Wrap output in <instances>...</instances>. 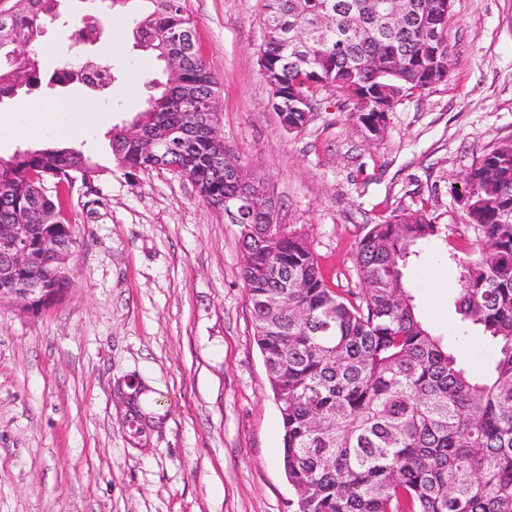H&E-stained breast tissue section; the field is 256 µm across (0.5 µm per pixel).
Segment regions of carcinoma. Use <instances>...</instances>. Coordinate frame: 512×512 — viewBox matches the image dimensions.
<instances>
[{
	"instance_id": "obj_1",
	"label": "carcinoma",
	"mask_w": 512,
	"mask_h": 512,
	"mask_svg": "<svg viewBox=\"0 0 512 512\" xmlns=\"http://www.w3.org/2000/svg\"><path fill=\"white\" fill-rule=\"evenodd\" d=\"M60 0H16L0 9L7 31L26 49L0 63V102L44 81L36 44ZM150 11L133 29L135 44L161 61L180 60L174 78L153 81L158 93L126 127L108 132L112 157L130 174L166 169L190 179L203 202L218 205L233 192L224 170L210 160L211 138L194 128L198 112L216 109V81L195 46L181 0H145ZM452 0H407L415 14L386 25L389 0H263L268 29L265 52L284 91L314 97L330 86L348 102L351 116L371 140L385 133L376 111L379 88L398 98L441 82L448 59ZM332 26L315 33L316 20ZM291 33L321 61L299 67L290 58ZM99 79L90 95L105 98L117 76L112 66H92ZM174 131L155 154H145L136 134ZM112 168L74 148L25 150L0 160V224L24 225L34 248L51 236L76 243L71 225L48 185L79 186L99 194ZM473 239L460 266L455 311L464 326L482 330L494 351L478 373L420 316L404 270L434 238L452 243L425 210H403L368 224L356 242L361 292L352 301L330 288L304 233L271 224L264 211L237 216L255 228L242 238L241 276L282 427L281 465L298 492L297 512H512V141L484 152L466 176L461 199ZM33 278L54 286L56 264L39 271L13 269L17 286ZM276 294L288 307L271 308Z\"/></svg>"
}]
</instances>
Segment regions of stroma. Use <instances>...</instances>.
<instances>
[{"instance_id":"stroma-1","label":"stroma","mask_w":512,"mask_h":512,"mask_svg":"<svg viewBox=\"0 0 512 512\" xmlns=\"http://www.w3.org/2000/svg\"><path fill=\"white\" fill-rule=\"evenodd\" d=\"M196 47L217 81L225 148L263 175L278 221L307 234L330 286L359 289L355 243L364 225L424 207L440 227L464 230V177L491 146L512 140V0H453L448 73L400 99L382 140L370 142L340 94L314 97L309 122L284 129L258 64L267 38L262 0H184ZM49 20L41 60L53 70L71 26L100 20L74 0ZM131 19L104 25L89 60L119 79L100 124L71 147L109 164L107 131L129 124L164 65L135 47ZM45 137L0 138V159L51 146L68 122L36 93ZM77 244L71 285L29 311L0 304V512H296L280 463L281 423L254 340L240 269V229L167 170L113 169L98 201L60 189ZM446 245L426 244L405 277L423 319L474 369L492 349L454 310L460 268ZM147 386L152 417L131 430L129 383Z\"/></svg>"}]
</instances>
